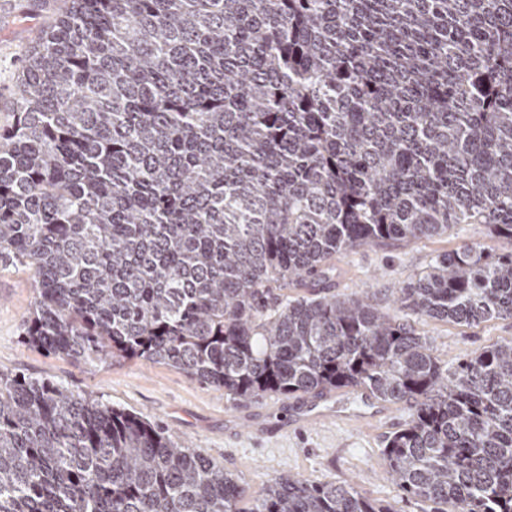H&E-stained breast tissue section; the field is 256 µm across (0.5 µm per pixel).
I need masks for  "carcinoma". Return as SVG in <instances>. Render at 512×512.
Returning <instances> with one entry per match:
<instances>
[{
  "instance_id": "1",
  "label": "carcinoma",
  "mask_w": 512,
  "mask_h": 512,
  "mask_svg": "<svg viewBox=\"0 0 512 512\" xmlns=\"http://www.w3.org/2000/svg\"><path fill=\"white\" fill-rule=\"evenodd\" d=\"M0 128L27 341L236 401L410 400L383 466L428 512H512V341L454 369L414 322L512 318V0H70ZM483 224L395 315L336 256ZM143 418L0 371V512H396L283 474L251 508Z\"/></svg>"
}]
</instances>
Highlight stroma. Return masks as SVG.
Returning a JSON list of instances; mask_svg holds the SVG:
<instances>
[{"instance_id":"1","label":"stroma","mask_w":512,"mask_h":512,"mask_svg":"<svg viewBox=\"0 0 512 512\" xmlns=\"http://www.w3.org/2000/svg\"><path fill=\"white\" fill-rule=\"evenodd\" d=\"M29 3L0 0V126L12 120L22 70L15 57L18 48L36 42L68 0H47L37 13L30 12ZM487 239L484 225L459 224L445 238L351 251L336 260V291H365L382 307H390L394 289L411 273L463 243ZM34 295L31 271L0 265V371L63 385L162 427L174 440L222 465L244 489L247 507L271 479L288 472L316 483L348 481L362 495L396 512H424L425 503L405 495L381 465L385 442L408 421L411 402L388 404L384 418L365 426L361 419L367 408L360 394L334 390L328 392L327 404L338 407V415L265 434L259 425L273 427L286 418L290 401L273 395L242 403L223 389L143 359L85 362L32 347L23 327ZM421 329L441 362L451 368L475 351L512 340V318L476 326L430 321Z\"/></svg>"}]
</instances>
